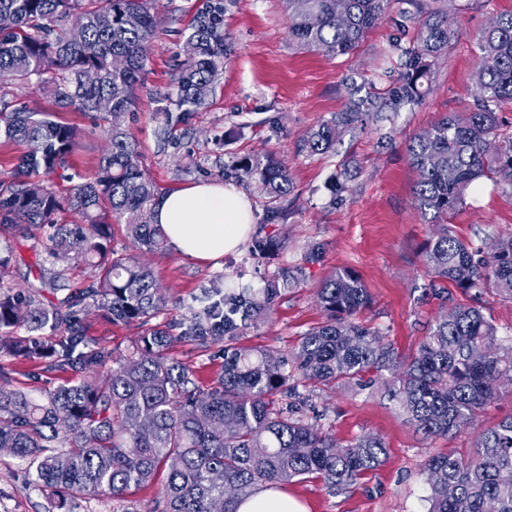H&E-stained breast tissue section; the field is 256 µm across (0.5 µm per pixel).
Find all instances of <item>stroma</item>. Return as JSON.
Returning <instances> with one entry per match:
<instances>
[{
    "label": "stroma",
    "mask_w": 512,
    "mask_h": 512,
    "mask_svg": "<svg viewBox=\"0 0 512 512\" xmlns=\"http://www.w3.org/2000/svg\"><path fill=\"white\" fill-rule=\"evenodd\" d=\"M217 3L224 9V30L233 53L207 106L186 113L177 98L183 45L194 21ZM156 7L162 24L148 50L135 115L127 120L138 143L141 169L163 193L199 181L233 185L251 202L254 225L266 226L281 247L260 263L244 246L215 265L169 247L146 255L167 300L164 313L149 326L176 335L174 355L206 389L222 371L224 345L180 336L181 324L202 288L224 275L256 285L279 268L305 264L300 286L279 297L269 316L238 340L243 347L288 356L301 337L325 319L317 302L323 281L348 268L360 276L370 296L365 319L384 332L402 358H409L427 336L440 303L424 295L429 276L422 250L431 227L422 223L414 206L418 173L408 161L407 145L439 115L473 107L475 36L497 16L511 13L512 0H448V24L456 36L435 62L429 95L402 106L390 119L369 116L342 134L334 151L325 154L305 148L308 132L344 109L347 76H355L370 93L395 86L404 60L394 52L393 43L410 37L417 6H410L406 17L391 11L354 54L333 59L289 41L282 0H156ZM0 100L14 108L53 113L55 121L75 127L79 145L69 156V171L95 173L108 141L103 122L93 114L57 110L43 92L7 85L0 87ZM266 154L285 163L292 181L290 194L275 204L257 183L237 177L241 158ZM342 171L347 174L346 188L331 197L328 183ZM450 227L468 242L512 235V187L489 179L476 181ZM38 235V230L23 225L0 226V247L14 254L9 270L0 275L1 288L37 286L40 269L57 277L65 294L92 285L94 269L71 260L45 261ZM313 248L317 259L305 262ZM82 324L86 336L116 356L126 353L149 327L112 321L94 306L83 312ZM6 367L11 387L34 393L73 377L68 368L47 372L19 359L7 361ZM308 394L305 417L338 444L374 434L383 438L388 452L382 466L341 492L314 476L285 484V491L304 502L309 512H427L424 459L432 454L472 455L480 431L512 413V381L504 379L476 427L427 440L377 387L320 385L309 387ZM45 507L43 494L16 460L0 455V512H45Z\"/></svg>",
    "instance_id": "stroma-1"
}]
</instances>
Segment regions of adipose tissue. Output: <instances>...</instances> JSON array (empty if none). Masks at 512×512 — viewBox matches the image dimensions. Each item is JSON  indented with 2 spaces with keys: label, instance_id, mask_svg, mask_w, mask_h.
<instances>
[{
  "label": "adipose tissue",
  "instance_id": "adipose-tissue-1",
  "mask_svg": "<svg viewBox=\"0 0 512 512\" xmlns=\"http://www.w3.org/2000/svg\"><path fill=\"white\" fill-rule=\"evenodd\" d=\"M154 221L177 253L214 262L245 242L252 212L249 201L232 185L201 182L162 195Z\"/></svg>",
  "mask_w": 512,
  "mask_h": 512
}]
</instances>
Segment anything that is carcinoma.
Here are the masks:
<instances>
[{"label": "carcinoma", "instance_id": "cac0c4a2", "mask_svg": "<svg viewBox=\"0 0 512 512\" xmlns=\"http://www.w3.org/2000/svg\"><path fill=\"white\" fill-rule=\"evenodd\" d=\"M396 2L284 0L288 36L304 50L346 56ZM431 2L412 39L394 44L407 58L398 84L363 97L362 86L350 79L346 108L306 136L311 152L333 150L341 133L371 112H396L425 98L435 61L455 35L446 0ZM71 17L83 28L80 42L63 27ZM160 24L155 0H0V85H35L61 110L98 115L110 142L96 176L61 192L50 181L67 180L61 170L77 131L42 112L0 109V139L22 148L14 184L0 189V224L48 226L44 248L50 257H73L99 274L96 286L52 306L44 304L40 288L0 292V359L22 358L47 371L65 366L76 376L38 396L0 386V453L25 466L52 512H70L68 504L86 496L120 500L158 480L157 496L123 512H237L260 486L316 474L340 491L387 458L378 435L339 447L306 421L292 401L300 379L363 388L373 383L371 374L391 370L384 388L424 437L472 427L495 400L500 379L512 378V345L497 344V328L481 309L456 302L439 282L475 297L491 288L512 300V235L476 246L448 226L475 181L496 179L512 187V136H500L497 116L512 104V13L475 37L474 108L442 115L408 145L419 172L416 208L432 226L423 249L433 277L427 291L442 308L415 355L402 359L378 328L361 319L369 306L366 288L344 269L320 288L325 321L302 337L292 357L226 345L223 371L205 392L171 356L174 337L167 331L144 333L117 359L84 336L79 316L91 303L114 322L146 324L166 304L141 259L165 246V233L153 222L160 192L140 169L131 131L111 122L112 114L132 111ZM231 53L216 6L185 41L179 102L203 106ZM237 171L273 202L288 195V169L269 156L246 157ZM36 172L48 184L34 191L27 178ZM66 210L79 221H59ZM114 220L126 225L139 254L111 249ZM278 246L262 225L250 254L262 259ZM303 278L301 266L278 271L259 288L218 277L204 289L180 337L234 341ZM18 326L30 335H15ZM109 362L107 377L98 378V368ZM283 397L289 402L280 406ZM422 470L429 512H512V415L484 430L469 458L430 456Z\"/></svg>", "mask_w": 512, "mask_h": 512}]
</instances>
